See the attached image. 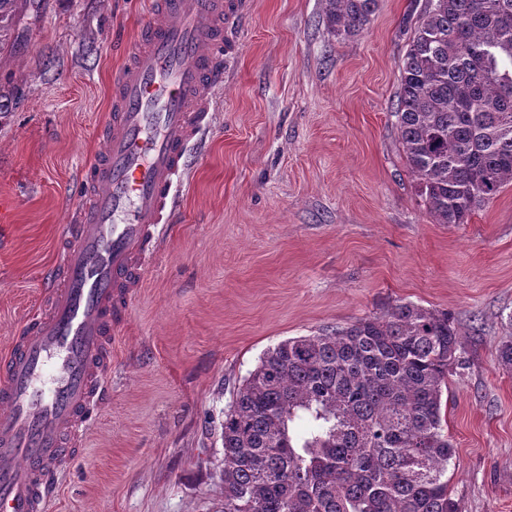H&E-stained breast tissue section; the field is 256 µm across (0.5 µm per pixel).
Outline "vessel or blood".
<instances>
[{
    "label": "vessel or blood",
    "mask_w": 512,
    "mask_h": 512,
    "mask_svg": "<svg viewBox=\"0 0 512 512\" xmlns=\"http://www.w3.org/2000/svg\"><path fill=\"white\" fill-rule=\"evenodd\" d=\"M224 0H150L112 76L104 148L84 170L39 311L0 360V512H46L109 393L112 337L167 231L224 86Z\"/></svg>",
    "instance_id": "1"
}]
</instances>
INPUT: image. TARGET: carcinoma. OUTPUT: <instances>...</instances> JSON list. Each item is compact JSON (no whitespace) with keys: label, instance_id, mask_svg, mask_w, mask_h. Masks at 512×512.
<instances>
[{"label":"carcinoma","instance_id":"obj_1","mask_svg":"<svg viewBox=\"0 0 512 512\" xmlns=\"http://www.w3.org/2000/svg\"><path fill=\"white\" fill-rule=\"evenodd\" d=\"M0 0V51L20 2ZM377 0H326L331 33ZM417 195L436 224H466L512 183V0H427L394 107ZM448 313L411 302L268 349L224 411V512H459L443 388L461 365ZM305 417L311 429L296 433Z\"/></svg>","mask_w":512,"mask_h":512}]
</instances>
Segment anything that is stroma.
Returning a JSON list of instances; mask_svg holds the SVG:
<instances>
[{"label":"stroma","instance_id":"35a3bbf8","mask_svg":"<svg viewBox=\"0 0 512 512\" xmlns=\"http://www.w3.org/2000/svg\"><path fill=\"white\" fill-rule=\"evenodd\" d=\"M224 88L185 192L112 342L111 394L47 512H224L221 423L279 342L412 302L452 315L448 486L461 512H512V185L465 224L416 195L393 106L425 0H378L337 37L324 0H228ZM147 0H44L0 55V355L38 307L110 77Z\"/></svg>","mask_w":512,"mask_h":512}]
</instances>
